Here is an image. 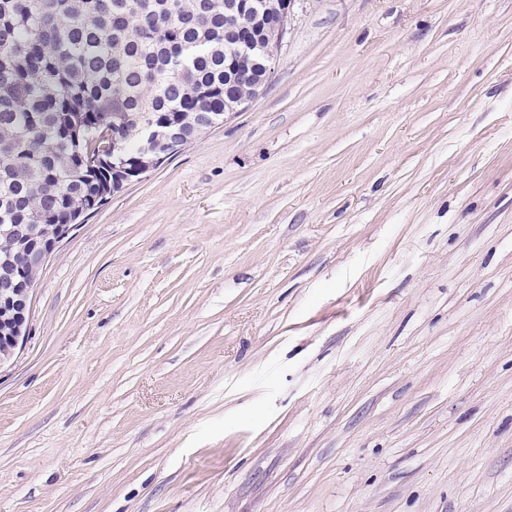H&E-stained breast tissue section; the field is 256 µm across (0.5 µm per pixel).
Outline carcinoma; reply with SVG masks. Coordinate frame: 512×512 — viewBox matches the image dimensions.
<instances>
[{"mask_svg": "<svg viewBox=\"0 0 512 512\" xmlns=\"http://www.w3.org/2000/svg\"><path fill=\"white\" fill-rule=\"evenodd\" d=\"M225 50L224 0H0V225L49 238L97 210L112 174L144 158L143 112L206 133L224 111ZM112 128L120 150L90 155ZM21 243L0 238V273L17 281Z\"/></svg>", "mask_w": 512, "mask_h": 512, "instance_id": "1", "label": "carcinoma"}]
</instances>
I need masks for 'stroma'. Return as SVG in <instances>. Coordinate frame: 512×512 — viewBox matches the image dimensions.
Instances as JSON below:
<instances>
[{
    "mask_svg": "<svg viewBox=\"0 0 512 512\" xmlns=\"http://www.w3.org/2000/svg\"><path fill=\"white\" fill-rule=\"evenodd\" d=\"M288 28L43 268L0 512H512V0Z\"/></svg>",
    "mask_w": 512,
    "mask_h": 512,
    "instance_id": "obj_1",
    "label": "stroma"
}]
</instances>
